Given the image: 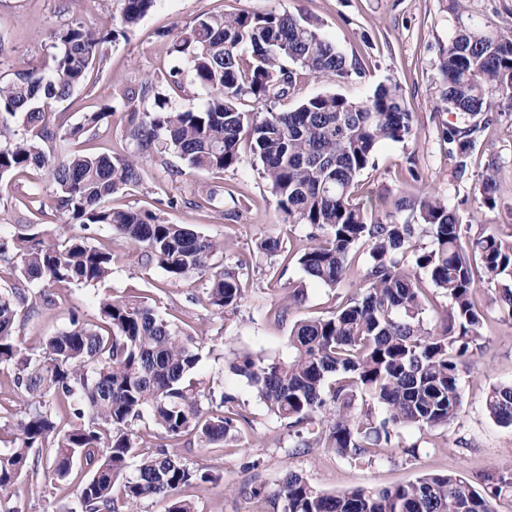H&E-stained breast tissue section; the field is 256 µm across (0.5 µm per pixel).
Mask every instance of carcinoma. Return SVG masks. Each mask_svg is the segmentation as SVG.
I'll list each match as a JSON object with an SVG mask.
<instances>
[{
	"instance_id": "cac0c4a2",
	"label": "carcinoma",
	"mask_w": 512,
	"mask_h": 512,
	"mask_svg": "<svg viewBox=\"0 0 512 512\" xmlns=\"http://www.w3.org/2000/svg\"><path fill=\"white\" fill-rule=\"evenodd\" d=\"M119 2L123 29L101 35L68 24L53 33L58 52L50 73L21 72L0 81V181L46 170L56 184L54 208L71 221L58 227L59 244L47 242L39 224L0 235V280H12L0 289V371L9 373L13 392L26 401L20 419L0 423V491L32 477L30 512H36L39 475L72 491L83 512H139L149 499L167 502V512H198L180 492L219 477L171 449L188 432L206 447L216 445L250 421L235 396L217 399L197 388L192 375L201 354L195 336L137 296L109 294L97 298V321L71 312L70 326L44 338L37 355L16 342L14 330L20 309L55 304L54 289L97 288L109 280L116 255L91 245L88 234L99 224L135 244L171 280L204 281L214 310H237L244 298L238 276L212 264L221 243L156 212L106 202L140 181L145 151H171L191 170L222 173L239 162L244 142L289 223L310 229L298 249L308 278L334 290L359 264L367 272L328 315L293 324L288 356L247 354L232 372L247 380L276 421L303 427L296 445L303 453L321 449L372 465L401 448L417 458L420 443L405 444L402 430L432 432L457 418L463 406L460 367L484 345L489 308L512 319V225L506 233L479 224L465 246L456 214L428 185L394 200L385 217L375 216L384 201L360 194V177L375 166L382 143L415 136L403 89L388 81L363 99L326 93L293 110H275L272 104L312 78L334 82L357 71L322 35L318 20L287 12L199 15L173 36L171 52L208 90L206 104L175 108L146 82L123 94L129 106L150 94L155 98L148 119L130 116L126 140L132 151L74 153L56 161L47 151L51 143L98 133L108 113H88L79 125L51 129L48 108L72 94L101 59L103 45L125 35L155 0ZM439 73V107L465 121H444L440 131L461 180L494 121L484 110L486 95L493 91L512 103V20H460L440 48ZM246 98L263 109L243 111ZM13 118L22 129L11 125ZM495 188L489 166L479 183L482 205L496 206ZM221 193L232 201L227 215L234 216L239 200L231 189L201 190L186 204L202 208ZM70 227L79 231L70 233ZM421 236L429 244H418ZM475 259L495 284L486 302L473 274ZM34 282L40 289L32 294L28 285ZM428 282L449 300L438 326L424 320L432 306ZM485 407L499 424L512 427V384L492 387ZM146 414L167 443L139 456L144 438L134 425ZM248 495L275 512H498L500 500L512 499V472L484 479L480 488L437 473L393 487L326 493L287 470L275 487L251 486Z\"/></svg>"
}]
</instances>
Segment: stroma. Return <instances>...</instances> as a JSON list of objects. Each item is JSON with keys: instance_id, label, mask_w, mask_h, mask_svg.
Returning <instances> with one entry per match:
<instances>
[{"instance_id": "1", "label": "stroma", "mask_w": 512, "mask_h": 512, "mask_svg": "<svg viewBox=\"0 0 512 512\" xmlns=\"http://www.w3.org/2000/svg\"><path fill=\"white\" fill-rule=\"evenodd\" d=\"M271 10L317 18L323 35L363 68L361 75L336 83L309 80L298 94L280 101L281 109L295 108L301 99L327 92L361 99L387 80L403 88L419 135L411 141L383 143L375 168L361 177L364 190L390 200L415 194L427 183L447 199L460 224L512 225V107L497 95H488L495 122L482 137L464 179L455 178V163L439 140L440 124L449 117L448 112L436 110L439 48L458 26L450 0H156L126 35L104 44V59L85 84L68 99L53 104L48 114L53 125L63 117L73 126L82 122L86 113L107 105L112 108L99 134L60 143L59 153L127 151L130 109L122 100L124 90L173 69L188 90L167 89L171 103L202 107L208 93L194 85L189 65L171 53V33L207 12ZM119 13L118 0H0V79L9 80L25 70L49 71L54 54L52 31L78 21L103 33L113 29ZM491 163L496 166L497 205L489 209L482 205L475 186ZM183 167L176 155L151 154L143 165L141 184L113 194L110 204L156 210L171 223L220 240L223 249L215 257L216 265L236 270L246 290L236 311L220 314L194 304L203 282L171 281L161 268L144 264L131 244L114 238L109 226H98L92 242L111 247L117 256L109 293L144 297L160 315L195 336L203 352L196 380L215 392L236 395L251 421L250 428L218 445L200 447L191 434L177 445L176 452L184 460L221 476L216 485L194 489L198 512H255L256 505L246 497L244 487L274 485L288 469L331 493L347 487L396 485L425 473L450 472L477 482L495 468L512 466V428L500 426L485 410L492 386L512 384V320L500 317L485 327L484 348L460 373L463 408L458 418L448 428L432 432L417 458L397 450L366 466L330 452H297L295 434L268 416L247 381L234 375L229 366L244 353L286 355L293 323L328 314L336 304V294L309 282L296 258L285 260L258 251V242L268 237L285 245L301 244L307 229L289 223L278 209L249 148H241L236 168L221 173H187ZM173 169L182 172L175 181L169 176ZM219 186L232 188L240 199L236 218L223 217L219 202L205 208L180 202L181 197L192 196L201 188ZM54 193L53 181L43 170L0 186V233L13 234L21 224H42L52 230L67 223L63 214L37 210L38 203H51ZM171 197L177 198L178 204L170 208L166 202ZM301 285L306 288L305 299L289 304L291 291ZM95 302L94 288L60 289L55 306L38 307L19 322L16 338L23 347L39 351L43 337L68 328L71 311L94 318ZM280 308L286 311L281 319L275 315Z\"/></svg>"}]
</instances>
